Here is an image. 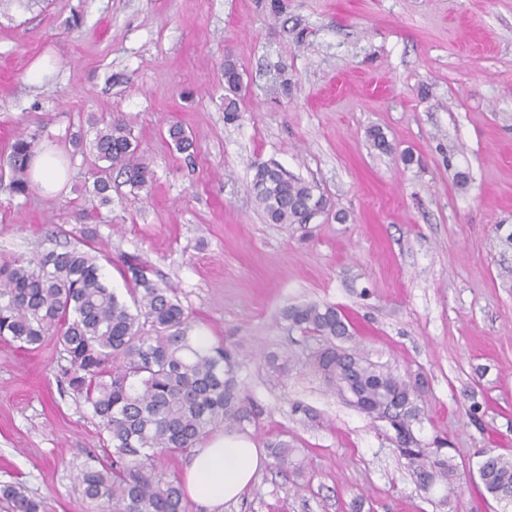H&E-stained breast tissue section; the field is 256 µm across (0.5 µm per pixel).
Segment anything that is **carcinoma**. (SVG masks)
Segmentation results:
<instances>
[{
  "label": "carcinoma",
  "instance_id": "1",
  "mask_svg": "<svg viewBox=\"0 0 512 512\" xmlns=\"http://www.w3.org/2000/svg\"><path fill=\"white\" fill-rule=\"evenodd\" d=\"M242 77L236 62H224V84L235 93ZM42 131L22 132L0 157V190L26 197L32 192L30 162ZM97 166L87 193L112 201V172L142 189L151 182L131 132L120 119L96 129ZM252 190L272 224H308L326 209L315 186L277 166L256 167ZM129 300L104 278L97 257L79 248L44 250L31 258L0 263V338L37 349L53 337L69 365L61 368L69 389L99 420L100 452L89 455L79 473L83 499L95 512H186L180 482L157 471V461L198 447L217 429L243 428L253 409L238 387L237 352L205 345L191 326L176 289L151 277L137 256L124 261ZM281 319L312 341L307 364L349 403L404 434L400 452L419 487L434 484L455 492L458 473L440 448H421L411 434L420 416L418 391L387 364L344 347L353 336L348 317L319 302L289 305ZM285 353L267 359L273 377L288 371ZM483 489L512 506V458L482 453L477 470ZM10 512H43V502L11 485L0 488Z\"/></svg>",
  "mask_w": 512,
  "mask_h": 512
}]
</instances>
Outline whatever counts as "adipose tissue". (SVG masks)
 <instances>
[{
    "label": "adipose tissue",
    "instance_id": "obj_1",
    "mask_svg": "<svg viewBox=\"0 0 512 512\" xmlns=\"http://www.w3.org/2000/svg\"><path fill=\"white\" fill-rule=\"evenodd\" d=\"M262 449L243 436L217 433L194 449L182 483L188 496L199 504L217 507L238 501L263 469Z\"/></svg>",
    "mask_w": 512,
    "mask_h": 512
}]
</instances>
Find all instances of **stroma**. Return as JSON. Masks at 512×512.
I'll return each mask as SVG.
<instances>
[{
  "label": "stroma",
  "mask_w": 512,
  "mask_h": 512,
  "mask_svg": "<svg viewBox=\"0 0 512 512\" xmlns=\"http://www.w3.org/2000/svg\"><path fill=\"white\" fill-rule=\"evenodd\" d=\"M279 2L0 0V155L39 127L68 174L53 194L0 192V261L85 243L122 296L121 259L138 256L177 288L193 335L238 352L245 435L287 443L300 467L267 461L220 512H501L476 469L483 451L512 455V0ZM94 117L124 120L152 180L113 177L111 204L83 224ZM173 124L193 149L169 140ZM261 164L314 185L327 210L268 223L251 191ZM310 301L422 382L412 434L453 457L457 493L420 490L389 424L306 367L281 311ZM271 351L296 358L277 380ZM65 364L54 341L0 340V484L88 512L77 474L100 428Z\"/></svg>",
  "instance_id": "1"
}]
</instances>
